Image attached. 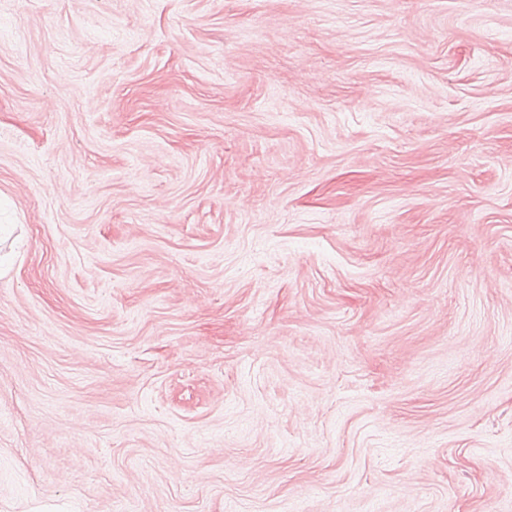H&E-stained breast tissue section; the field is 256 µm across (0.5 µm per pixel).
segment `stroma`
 Wrapping results in <instances>:
<instances>
[{
	"label": "stroma",
	"mask_w": 512,
	"mask_h": 512,
	"mask_svg": "<svg viewBox=\"0 0 512 512\" xmlns=\"http://www.w3.org/2000/svg\"><path fill=\"white\" fill-rule=\"evenodd\" d=\"M0 512H512V0H0Z\"/></svg>",
	"instance_id": "obj_1"
}]
</instances>
